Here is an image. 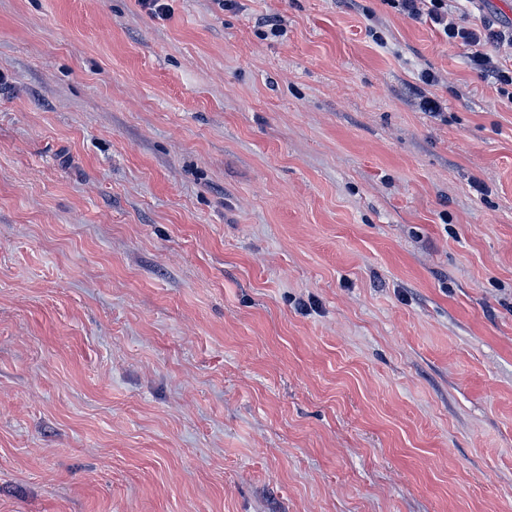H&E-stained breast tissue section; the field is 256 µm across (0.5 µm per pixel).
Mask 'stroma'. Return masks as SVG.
I'll use <instances>...</instances> for the list:
<instances>
[{
  "label": "stroma",
  "mask_w": 512,
  "mask_h": 512,
  "mask_svg": "<svg viewBox=\"0 0 512 512\" xmlns=\"http://www.w3.org/2000/svg\"><path fill=\"white\" fill-rule=\"evenodd\" d=\"M240 3L0 0V512H512V106ZM420 85H413L412 88L420 99V107L424 112L432 114L433 117H441L443 113L440 101L427 88H432L440 83L439 75L432 70L425 69L417 74Z\"/></svg>",
  "instance_id": "1"
}]
</instances>
